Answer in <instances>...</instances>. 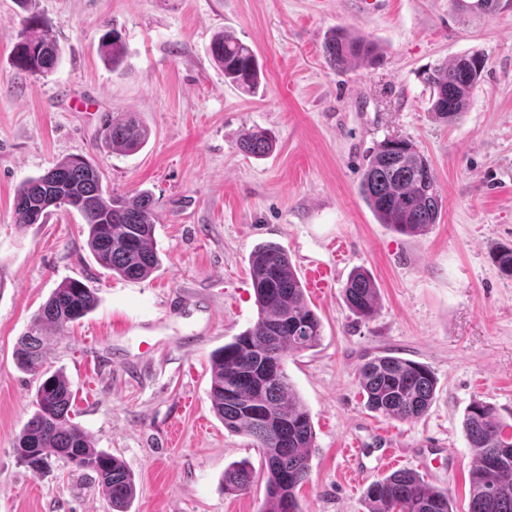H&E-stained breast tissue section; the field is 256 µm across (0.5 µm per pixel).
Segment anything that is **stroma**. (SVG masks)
<instances>
[{
  "label": "stroma",
  "mask_w": 512,
  "mask_h": 512,
  "mask_svg": "<svg viewBox=\"0 0 512 512\" xmlns=\"http://www.w3.org/2000/svg\"><path fill=\"white\" fill-rule=\"evenodd\" d=\"M28 14L62 50L50 73L14 65ZM108 27L127 47L116 71L99 53ZM336 27L379 44V62L331 68L323 41ZM225 29L263 66L256 93L212 59ZM472 50L486 65L470 106L437 122L424 75ZM124 112L149 140L107 153L102 121ZM250 129L275 137L270 156L241 152ZM392 136L427 157L444 200L440 222L416 237L379 223L360 193L370 151ZM71 155L99 166L117 193H152L161 266L150 277L101 268L78 213L16 224L17 188ZM265 241L284 247L301 282L313 266L334 269L328 288L306 291L320 345L286 363L315 431L303 512H365L368 485L393 471L386 446L466 512V408L488 402L512 424V277L493 259L512 248V9L476 21L449 0H378L369 12L359 0H0V512H108L81 470L54 460L36 473L14 453L36 382L13 351L68 277L99 302L51 340L48 363L70 383L76 423L134 474L129 512H260L263 460L215 416L210 358L257 319L248 256ZM357 267L379 289L369 320L343 300ZM383 353L434 372L421 419L366 408L358 368ZM240 461L254 483L225 493L224 471Z\"/></svg>",
  "instance_id": "35a3bbf8"
}]
</instances>
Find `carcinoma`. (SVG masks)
<instances>
[{"mask_svg": "<svg viewBox=\"0 0 512 512\" xmlns=\"http://www.w3.org/2000/svg\"><path fill=\"white\" fill-rule=\"evenodd\" d=\"M455 11L481 18L499 10L502 0H451ZM106 61L116 71L126 44L114 27L100 37ZM323 52L335 69L379 57L377 45L345 28L327 35ZM16 65L32 73H48L60 64L61 50L46 32L23 38L15 48ZM211 55L224 78L247 93L260 85L262 71L255 52L237 36L222 32L212 41ZM484 71V56L468 52L425 76L430 89L429 112L440 123H453L469 108ZM148 131L132 114L104 122L101 142L112 151L135 153ZM276 140L264 130H248L239 148L255 157L270 155ZM360 192L379 223L416 236L438 223L443 201L426 157L411 141L389 137L368 158ZM63 194L72 201L88 228V248L103 269L123 279L141 280L159 266L154 244L157 214L152 195L133 198L110 193L98 167L79 156L56 162L44 174L25 180L14 197L18 224H37L51 211L47 197ZM258 308L253 327L211 355L212 409L230 433L254 442L266 469L265 501L260 512H303L297 489L310 481L314 430L311 416L285 369L286 357L316 347L322 337L320 317L309 305L288 254L277 243L257 245L248 257ZM344 301L357 317L370 320L378 309V289L371 275L353 269L343 289ZM98 305L95 289L66 278L19 337L14 349L18 369L37 382L34 412L16 439L17 459L35 472L51 457L80 459L79 468L95 474L112 512H128L135 495L134 476L109 452L94 446L73 422V393L59 370L46 367L48 331L61 335ZM366 407L382 416L412 422L422 418L434 398L436 381L424 364L393 355L367 359L358 369ZM474 455L469 473L468 512H512V425L487 403L473 401L463 421ZM253 471L242 461L224 470V492L246 491ZM367 512H455L448 490L425 482L411 470H399L370 483Z\"/></svg>", "mask_w": 512, "mask_h": 512, "instance_id": "cac0c4a2", "label": "carcinoma"}]
</instances>
